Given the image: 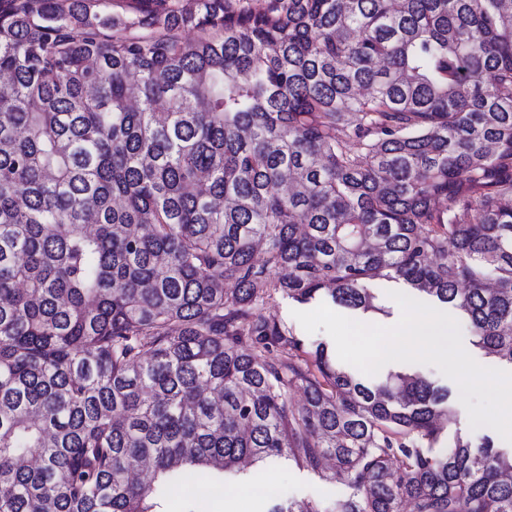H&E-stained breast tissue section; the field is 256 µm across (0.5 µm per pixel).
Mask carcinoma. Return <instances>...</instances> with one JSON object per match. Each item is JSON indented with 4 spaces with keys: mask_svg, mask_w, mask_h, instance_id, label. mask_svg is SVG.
<instances>
[{
    "mask_svg": "<svg viewBox=\"0 0 512 512\" xmlns=\"http://www.w3.org/2000/svg\"><path fill=\"white\" fill-rule=\"evenodd\" d=\"M196 2L0 3V512L282 456L336 461L337 512H512L448 391L263 312L401 280L512 364V0Z\"/></svg>",
    "mask_w": 512,
    "mask_h": 512,
    "instance_id": "1",
    "label": "carcinoma"
}]
</instances>
